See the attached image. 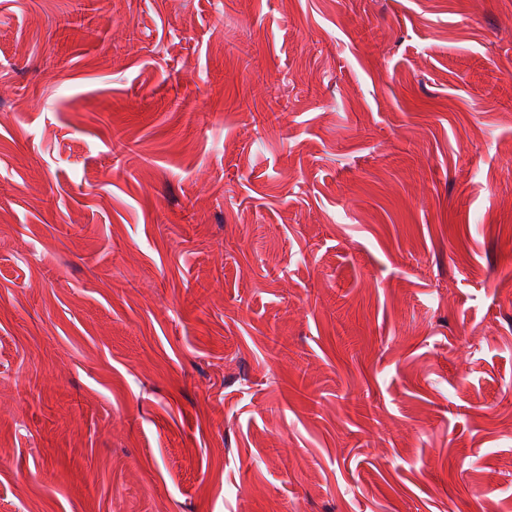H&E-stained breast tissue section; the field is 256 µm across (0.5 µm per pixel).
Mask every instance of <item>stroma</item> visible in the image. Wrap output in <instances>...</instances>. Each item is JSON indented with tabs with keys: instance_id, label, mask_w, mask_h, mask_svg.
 <instances>
[{
	"instance_id": "35a3bbf8",
	"label": "stroma",
	"mask_w": 512,
	"mask_h": 512,
	"mask_svg": "<svg viewBox=\"0 0 512 512\" xmlns=\"http://www.w3.org/2000/svg\"><path fill=\"white\" fill-rule=\"evenodd\" d=\"M0 512H512V0H0Z\"/></svg>"
}]
</instances>
